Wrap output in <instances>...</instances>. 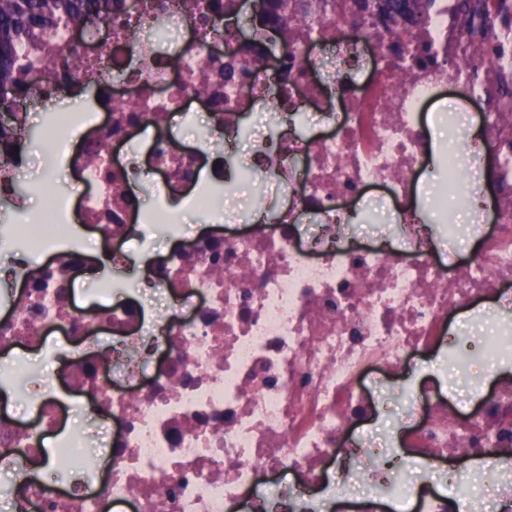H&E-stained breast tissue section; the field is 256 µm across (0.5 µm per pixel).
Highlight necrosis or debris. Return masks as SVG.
Listing matches in <instances>:
<instances>
[{
    "label": "necrosis or debris",
    "mask_w": 512,
    "mask_h": 512,
    "mask_svg": "<svg viewBox=\"0 0 512 512\" xmlns=\"http://www.w3.org/2000/svg\"><path fill=\"white\" fill-rule=\"evenodd\" d=\"M127 2L40 49L79 46L81 63L11 106L22 130L41 112L55 190L0 226L15 256L0 278V349L66 368L49 378L21 357L0 364V393L36 403L30 422L0 406V467L29 470L0 500L12 512H489L460 477L473 462L490 496L512 502V380L462 403L437 373L444 354L462 369L475 352L512 358L511 320L476 347L448 327L478 303L512 312V0L476 19L435 0L418 34L437 56L426 67L384 25L323 0H290L289 25L316 24L321 38L267 64L240 50L248 0L208 21L205 0H166L163 14L156 0ZM228 63L249 75L217 111ZM449 85L483 111L475 177L436 186L443 216L449 198L480 200L463 264L455 226L412 206L441 151L422 114ZM85 86L94 105L60 111L63 91ZM121 90L136 114L117 106ZM201 113L205 131L180 143L171 117ZM71 168L76 181L60 182ZM243 179L276 186L253 201L264 221L227 218ZM136 180L152 211L127 206ZM374 190L397 220L362 242L355 221ZM186 207L202 217L192 234ZM80 223L95 249L76 243ZM94 270L101 288L77 299ZM392 404L396 434L370 437ZM77 410L106 433L107 462L70 454L75 481L45 482V437L73 447ZM409 462L422 468L412 483L396 476Z\"/></svg>",
    "instance_id": "1"
}]
</instances>
